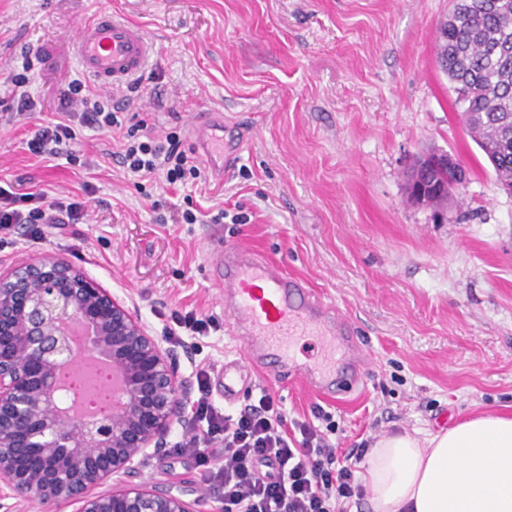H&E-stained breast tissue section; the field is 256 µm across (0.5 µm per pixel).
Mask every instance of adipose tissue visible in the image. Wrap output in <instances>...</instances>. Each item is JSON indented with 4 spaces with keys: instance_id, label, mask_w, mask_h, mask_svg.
Wrapping results in <instances>:
<instances>
[{
    "instance_id": "adipose-tissue-1",
    "label": "adipose tissue",
    "mask_w": 512,
    "mask_h": 512,
    "mask_svg": "<svg viewBox=\"0 0 512 512\" xmlns=\"http://www.w3.org/2000/svg\"><path fill=\"white\" fill-rule=\"evenodd\" d=\"M365 482L374 512H512V414L383 437Z\"/></svg>"
}]
</instances>
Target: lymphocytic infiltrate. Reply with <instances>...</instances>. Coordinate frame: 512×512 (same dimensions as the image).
Returning <instances> with one entry per match:
<instances>
[{"label":"lymphocytic infiltrate","instance_id":"f902f5d3","mask_svg":"<svg viewBox=\"0 0 512 512\" xmlns=\"http://www.w3.org/2000/svg\"><path fill=\"white\" fill-rule=\"evenodd\" d=\"M120 109L109 95L81 80H73L60 103L59 120L39 126L27 141L38 157H58L75 138L74 124L101 132L121 128ZM132 129L121 146V164L144 176L163 173L168 184L202 176L199 159L181 148L178 131L154 135L139 113H131ZM87 199L55 197L44 192L16 193L0 186V230L14 224H76L87 212ZM199 396L191 408L199 431L187 434L184 447L205 444L221 448L224 457L217 472L206 479L224 491V512H349L366 495L356 471L366 451L353 448L338 453L329 437L336 425L329 413L314 420H287L268 390L253 403L229 414L209 398L208 371L196 373Z\"/></svg>","mask_w":512,"mask_h":512}]
</instances>
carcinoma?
<instances>
[{"mask_svg":"<svg viewBox=\"0 0 512 512\" xmlns=\"http://www.w3.org/2000/svg\"><path fill=\"white\" fill-rule=\"evenodd\" d=\"M437 54L462 122L498 181L512 186V11L487 12L458 0L438 30Z\"/></svg>","mask_w":512,"mask_h":512,"instance_id":"obj_1","label":"carcinoma"}]
</instances>
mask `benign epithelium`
<instances>
[{
  "label": "benign epithelium",
  "mask_w": 512,
  "mask_h": 512,
  "mask_svg": "<svg viewBox=\"0 0 512 512\" xmlns=\"http://www.w3.org/2000/svg\"><path fill=\"white\" fill-rule=\"evenodd\" d=\"M465 181L457 160L434 154L418 164ZM85 334L84 349L75 332ZM109 364L119 379L115 406L79 412L61 383L81 351ZM190 387L177 352L163 345L135 305L112 294L59 256L0 272V508L18 502L74 505V512H192L168 490L124 476L149 448H162L177 425L191 427ZM14 503L9 504L7 500Z\"/></svg>",
  "instance_id": "7a95c632"
}]
</instances>
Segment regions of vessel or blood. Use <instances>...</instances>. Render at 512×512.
<instances>
[{
	"label": "vessel or blood",
	"instance_id": "1",
	"mask_svg": "<svg viewBox=\"0 0 512 512\" xmlns=\"http://www.w3.org/2000/svg\"><path fill=\"white\" fill-rule=\"evenodd\" d=\"M74 49L79 69L101 85L118 86L144 71L153 48L135 24L102 11L79 29ZM193 145L215 176L224 174V122L203 117L194 127ZM212 266L224 286L229 316L245 357L272 361L278 376L294 372L313 391L340 392L364 364L351 326L335 305L326 303L303 281L260 254L224 247L212 241ZM315 337L320 360L296 362L295 345ZM251 381L239 361L224 364V399L232 401L239 387Z\"/></svg>",
	"mask_w": 512,
	"mask_h": 512
}]
</instances>
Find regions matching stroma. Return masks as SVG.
<instances>
[{
    "label": "stroma",
    "mask_w": 512,
    "mask_h": 512,
    "mask_svg": "<svg viewBox=\"0 0 512 512\" xmlns=\"http://www.w3.org/2000/svg\"><path fill=\"white\" fill-rule=\"evenodd\" d=\"M453 0H0V71L38 56L31 118L0 116V185L79 196L80 224H17L0 232V268L60 255L168 340L173 313L210 320L183 337L180 371L210 369V394L233 414L268 390L288 419L328 412L337 447L397 430L436 432L464 417L512 408V197L466 134L437 62V31ZM143 27L154 44L131 111L157 129L220 112L237 149L212 175L183 186L128 173L115 159L121 131L76 127L65 156L45 160L27 131L52 118L80 78L72 42L96 10ZM454 156L466 182L442 207L413 203L417 157ZM194 203L244 216L221 224H161ZM279 263L348 316L365 356L360 380L333 398L298 377L253 381L224 402L219 374L242 351L224 316L207 251L213 237ZM182 428L128 479L224 512Z\"/></svg>",
    "instance_id": "1"
}]
</instances>
